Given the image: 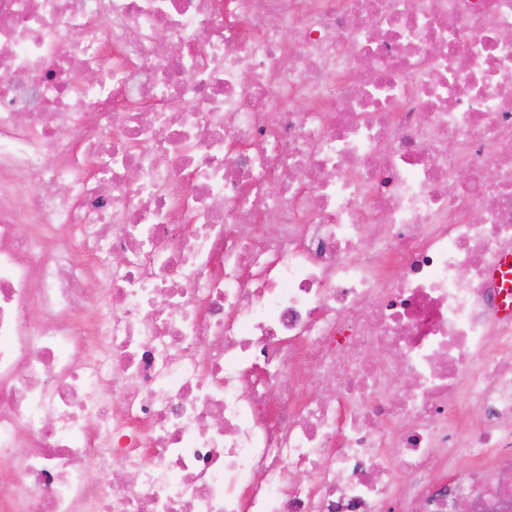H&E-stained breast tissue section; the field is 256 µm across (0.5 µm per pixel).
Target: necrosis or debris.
<instances>
[{
    "mask_svg": "<svg viewBox=\"0 0 512 512\" xmlns=\"http://www.w3.org/2000/svg\"><path fill=\"white\" fill-rule=\"evenodd\" d=\"M509 252L512 0H0V512H512Z\"/></svg>",
    "mask_w": 512,
    "mask_h": 512,
    "instance_id": "necrosis-or-debris-1",
    "label": "necrosis or debris"
}]
</instances>
